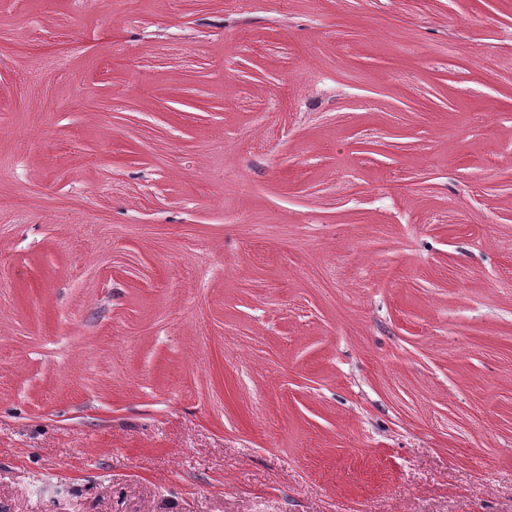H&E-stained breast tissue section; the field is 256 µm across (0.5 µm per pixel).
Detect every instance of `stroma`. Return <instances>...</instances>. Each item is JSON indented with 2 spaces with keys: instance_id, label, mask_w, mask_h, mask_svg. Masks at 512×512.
I'll return each instance as SVG.
<instances>
[{
  "instance_id": "1",
  "label": "stroma",
  "mask_w": 512,
  "mask_h": 512,
  "mask_svg": "<svg viewBox=\"0 0 512 512\" xmlns=\"http://www.w3.org/2000/svg\"><path fill=\"white\" fill-rule=\"evenodd\" d=\"M1 26L0 512H512V0Z\"/></svg>"
}]
</instances>
